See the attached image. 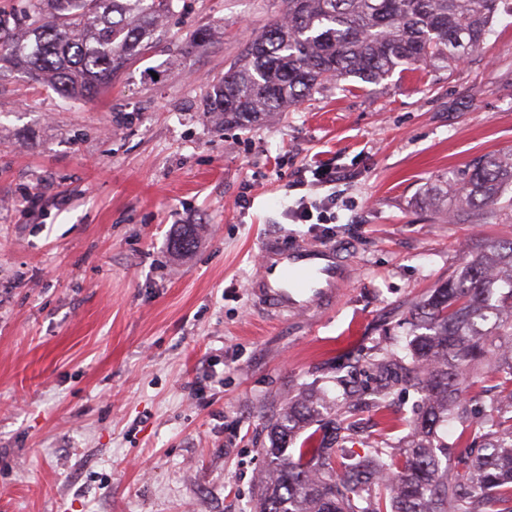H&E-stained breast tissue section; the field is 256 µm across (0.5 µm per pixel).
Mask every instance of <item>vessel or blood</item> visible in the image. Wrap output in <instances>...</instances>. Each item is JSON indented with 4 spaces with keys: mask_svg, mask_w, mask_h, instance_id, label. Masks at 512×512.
I'll use <instances>...</instances> for the list:
<instances>
[{
    "mask_svg": "<svg viewBox=\"0 0 512 512\" xmlns=\"http://www.w3.org/2000/svg\"><path fill=\"white\" fill-rule=\"evenodd\" d=\"M346 245L295 239L262 240L256 272L249 277L251 300L274 317L313 314L333 306L354 278Z\"/></svg>",
    "mask_w": 512,
    "mask_h": 512,
    "instance_id": "1",
    "label": "vessel or blood"
}]
</instances>
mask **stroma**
<instances>
[{"instance_id":"1","label":"stroma","mask_w":512,"mask_h":512,"mask_svg":"<svg viewBox=\"0 0 512 512\" xmlns=\"http://www.w3.org/2000/svg\"><path fill=\"white\" fill-rule=\"evenodd\" d=\"M282 10L176 0L161 39L91 102L0 62V512H251L268 425L300 394L358 405L348 459L406 443L421 397L394 383L382 424L368 360L406 356L402 321L462 243L512 239L506 205L456 224L423 204L512 153V0L455 69L331 83L293 111L215 125L213 76ZM200 28L210 42L187 50ZM305 194L329 200L328 223L290 220ZM189 226L194 247L174 251ZM268 234L352 246L358 273L333 308L272 319L251 303Z\"/></svg>"}]
</instances>
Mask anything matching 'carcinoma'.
<instances>
[{
	"instance_id": "cac0c4a2",
	"label": "carcinoma",
	"mask_w": 512,
	"mask_h": 512,
	"mask_svg": "<svg viewBox=\"0 0 512 512\" xmlns=\"http://www.w3.org/2000/svg\"><path fill=\"white\" fill-rule=\"evenodd\" d=\"M282 17L210 83L204 111L245 128L297 108L327 83H376L420 64H458L481 46L502 0H283ZM174 0H23L26 34L0 16V59L68 99L99 97L158 36ZM512 185V159L488 155L456 176L452 217L487 212ZM408 358L373 360L372 409H388L401 379L423 396L398 455L377 448L364 462L340 454L346 428L309 400L288 402L270 427L275 463L254 512H512V240L478 242L459 271L413 309ZM482 373L503 395L473 420L470 390ZM470 429L465 451L442 463L441 425ZM313 423L332 432L310 436Z\"/></svg>"
}]
</instances>
